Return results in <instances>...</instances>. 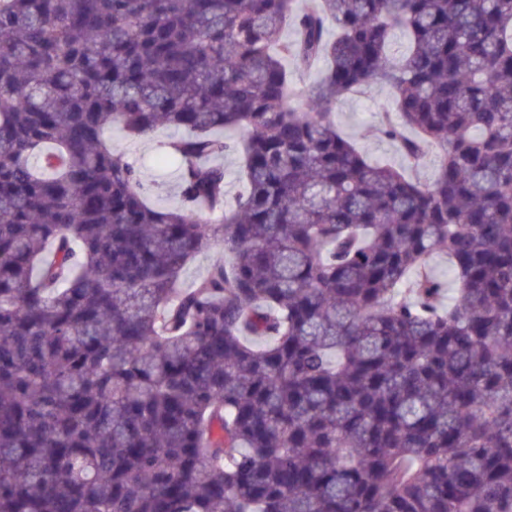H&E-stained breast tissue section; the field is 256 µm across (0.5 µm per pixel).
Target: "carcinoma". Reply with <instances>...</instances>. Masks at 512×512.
Here are the masks:
<instances>
[{"instance_id": "obj_1", "label": "carcinoma", "mask_w": 512, "mask_h": 512, "mask_svg": "<svg viewBox=\"0 0 512 512\" xmlns=\"http://www.w3.org/2000/svg\"><path fill=\"white\" fill-rule=\"evenodd\" d=\"M301 2L0 0V512H512V0ZM389 105L387 88L373 85L364 93L338 100L332 112L338 130L357 140L371 160L397 164L401 160L398 146L376 135L383 111ZM177 132L170 128H158L149 135L137 139L124 137L120 132L109 130L107 137L117 150L142 167L143 180L151 201L160 207H173L179 202L177 194L178 170L158 161L159 145ZM224 164L225 181L228 191V199L232 200L240 189L239 180V157L236 153H229L219 161Z\"/></svg>"}]
</instances>
